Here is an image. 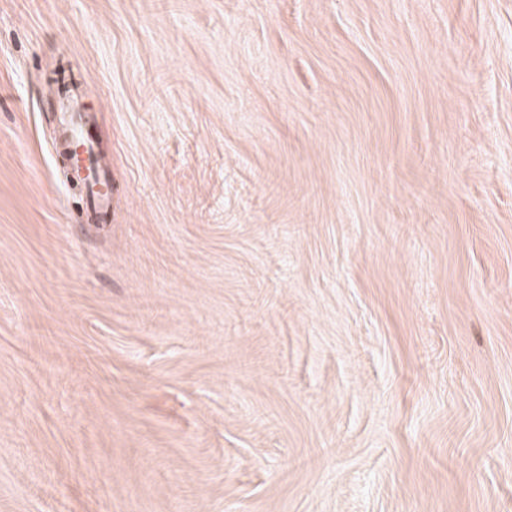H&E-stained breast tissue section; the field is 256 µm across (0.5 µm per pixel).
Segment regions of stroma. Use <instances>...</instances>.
I'll return each mask as SVG.
<instances>
[{
  "mask_svg": "<svg viewBox=\"0 0 512 512\" xmlns=\"http://www.w3.org/2000/svg\"><path fill=\"white\" fill-rule=\"evenodd\" d=\"M0 512H512V0H0ZM72 110L73 112H68V116L64 119L56 139L57 155L66 159L70 156L74 141L82 143L84 156L80 159L81 164L76 162V175L84 184L88 210L102 213L106 211L109 203V175L99 166L93 144L89 135L85 133L88 120L82 112L74 108ZM103 188L106 190L103 191Z\"/></svg>",
  "mask_w": 512,
  "mask_h": 512,
  "instance_id": "1",
  "label": "stroma"
}]
</instances>
